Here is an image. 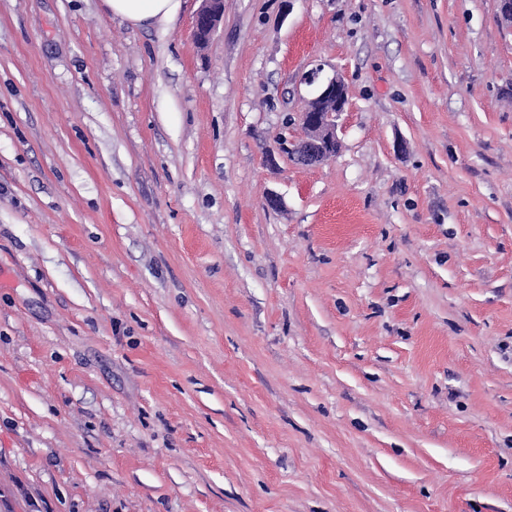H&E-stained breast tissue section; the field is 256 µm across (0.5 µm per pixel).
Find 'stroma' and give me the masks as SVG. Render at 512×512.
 I'll return each mask as SVG.
<instances>
[{"instance_id": "obj_1", "label": "stroma", "mask_w": 512, "mask_h": 512, "mask_svg": "<svg viewBox=\"0 0 512 512\" xmlns=\"http://www.w3.org/2000/svg\"><path fill=\"white\" fill-rule=\"evenodd\" d=\"M200 5L0 0V512H512L499 0ZM112 15L134 25L168 23L180 11L182 0H104ZM224 17L223 0H201V6L196 13L193 37L198 39L204 35L215 34ZM323 68L317 65L306 72L301 80L304 84L313 86L315 85V93L312 99L326 98L336 96L339 91L343 92L344 101L342 102L339 109L336 111V103L333 108H327L325 112H311L309 107L303 112L296 114V118H290L286 123L285 128L288 129V125H297L302 131V136L298 139H289L286 136L280 138V145L286 146V142L289 144L288 150L298 151L300 164L305 166H315L322 164V161H328L332 157H324L317 153L315 147L320 144V141H335L340 143V137L338 135L339 124L337 120L339 117L346 112L348 105V95L346 83L342 76L334 74L332 77L322 78L320 74Z\"/></svg>"}]
</instances>
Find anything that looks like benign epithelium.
Masks as SVG:
<instances>
[{
  "mask_svg": "<svg viewBox=\"0 0 512 512\" xmlns=\"http://www.w3.org/2000/svg\"><path fill=\"white\" fill-rule=\"evenodd\" d=\"M224 17L223 0H201V6L196 13L193 37L198 39L204 35L216 33ZM323 68L316 66L302 76V82L315 87L314 98L333 97L336 93L347 92L346 83L342 76L335 74L331 77H321ZM348 101H343L339 108H328L323 112H313L305 109L288 120V125H298L302 136L290 139L286 136L280 138V145H288V149L298 151V156L305 166H315L326 160L315 147L320 141H340L338 135V119L346 112Z\"/></svg>",
  "mask_w": 512,
  "mask_h": 512,
  "instance_id": "7a95c632",
  "label": "benign epithelium"
}]
</instances>
